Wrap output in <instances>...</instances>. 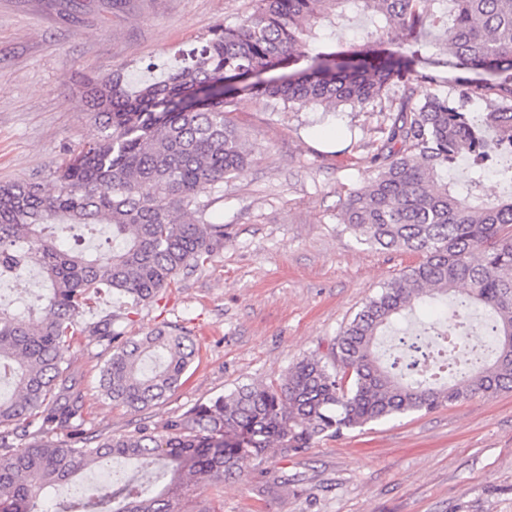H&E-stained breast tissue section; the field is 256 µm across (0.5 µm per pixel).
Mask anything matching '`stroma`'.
<instances>
[{
  "mask_svg": "<svg viewBox=\"0 0 512 512\" xmlns=\"http://www.w3.org/2000/svg\"><path fill=\"white\" fill-rule=\"evenodd\" d=\"M0 0V183L46 184L60 161L99 135L78 91L85 76L122 70L139 82L148 64L200 47L212 27L232 25L255 0ZM401 92L381 109L316 105L273 112L244 96L229 118L252 163L213 194L209 219L224 247L204 267L178 275L153 304L124 320L143 336L161 324L192 337L196 357L161 405L136 413L99 388L110 355L88 333L118 312L100 295L80 319L70 353L84 396L83 430L119 435L171 418L246 382L280 379L296 362L327 353L382 285L417 254L362 243L339 218L360 187L366 159ZM350 129L355 145L334 143ZM276 472L287 486L267 487ZM181 512H512V391L371 422L317 440L303 453L252 462L215 486L199 478Z\"/></svg>",
  "mask_w": 512,
  "mask_h": 512,
  "instance_id": "obj_1",
  "label": "stroma"
}]
</instances>
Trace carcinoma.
<instances>
[{"label": "carcinoma", "instance_id": "cac0c4a2", "mask_svg": "<svg viewBox=\"0 0 512 512\" xmlns=\"http://www.w3.org/2000/svg\"><path fill=\"white\" fill-rule=\"evenodd\" d=\"M257 2L253 14L212 30L160 79L133 87L121 72L85 77L82 99L100 120V136L56 169L49 188L0 184V275L19 279L37 264L49 286L21 308L0 304V380L9 386L0 394V512H39L38 503L77 474L116 460L158 472L163 485L153 490L119 474L56 503V512H177L198 473L220 485L270 453L294 456L369 422L512 391V193L480 194L492 165L512 190V164H499L512 156V0ZM351 14L368 23L362 45L321 40L319 30ZM430 29L443 33L447 58L426 54ZM430 66L454 75L461 99L431 90ZM287 67L294 71L260 77ZM392 85L402 87V100L341 213L364 243L416 253L419 263L365 303L326 357L300 360L279 381L241 383L160 430L84 433V398L68 354L83 332L86 301L105 288L128 299L132 313L224 247V225L206 218L205 198L251 162L228 119L238 96L263 97L285 112L364 110L382 104ZM488 99L492 109L467 111ZM461 156L467 175L448 178ZM48 224H108L116 246L64 250L44 234ZM450 297L459 327L488 312L493 345L486 357L466 352L464 371L437 384L412 367L451 362L408 347L406 363L384 339L417 305ZM89 333L112 349L100 370L102 394L131 411L163 403L195 359L192 339L166 324L134 338L113 315ZM33 427L70 428L75 444L35 438Z\"/></svg>", "mask_w": 512, "mask_h": 512}]
</instances>
